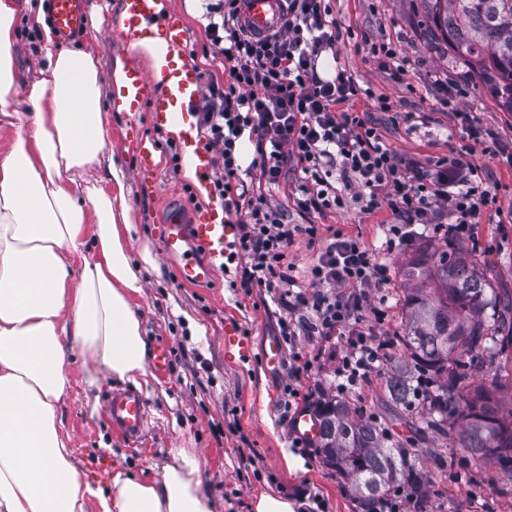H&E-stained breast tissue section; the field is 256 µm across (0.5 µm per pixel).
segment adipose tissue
Instances as JSON below:
<instances>
[{
	"label": "adipose tissue",
	"instance_id": "1",
	"mask_svg": "<svg viewBox=\"0 0 512 512\" xmlns=\"http://www.w3.org/2000/svg\"><path fill=\"white\" fill-rule=\"evenodd\" d=\"M35 0H0V118L32 114L0 156V512H212L196 452L172 451L161 478L87 480L60 430L66 359L89 377L146 380L148 343L133 304L142 290L129 249L125 177L106 154L92 54L44 29L39 77L20 90L14 35L40 21ZM107 180H88L94 169Z\"/></svg>",
	"mask_w": 512,
	"mask_h": 512
}]
</instances>
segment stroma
<instances>
[{"label": "stroma", "instance_id": "stroma-1", "mask_svg": "<svg viewBox=\"0 0 512 512\" xmlns=\"http://www.w3.org/2000/svg\"><path fill=\"white\" fill-rule=\"evenodd\" d=\"M333 15L347 33L336 45L339 62L359 85L384 94L401 110L416 112L414 123H397L374 108L372 98L356 100L357 112L378 124L384 140L397 155L420 162L454 153L473 165L489 169L498 186L497 208L470 225L463 238L425 231L393 252L383 255L388 280L382 289L388 315L373 329L388 340L405 315L403 269L421 243L431 251H457L473 256L485 272L493 292L512 290V112L468 68L455 63L447 46L433 40L422 22L419 0H331ZM167 10L180 14L187 25V51L201 75L220 73L204 31L199 0H165ZM120 0H92L90 25L74 49L90 51L98 61L103 101H112V81L118 67H148L146 58L119 43L113 31ZM367 43L392 46L405 71L394 76L367 59ZM463 87L459 101L484 127L498 136V154L482 151L467 138L445 103L450 90ZM112 154L125 171L134 258L140 259L143 288L134 302L147 329L151 346L167 344L170 363L166 375L151 376L141 387L150 426L138 443L125 441L104 413L109 392L127 385L111 377L86 381L87 372L71 363L72 389L59 410L65 433L80 467L89 478L108 481L117 470L145 473L158 478L171 463V449H195L202 467L203 486L215 512H254L260 495L276 494L295 504L304 503L306 491L318 493L326 512H356L351 482L323 465L314 442L296 444L292 416L283 409L292 354L263 363L270 339L278 338L279 314L264 289L244 291L237 262L225 259L215 283L188 287L178 282L176 264L163 257L161 218L170 206H182L186 215L205 209L206 197L183 174L184 160L177 141L156 128L148 111L106 114ZM155 140L162 157L149 178L137 172L136 143L140 137ZM384 213L357 210L333 216L346 233L360 236L367 246L380 249L384 240ZM233 323L250 346L242 359L224 354V325ZM299 351L320 350L312 375L301 378L300 392L310 407L334 397V372L338 350L306 336L297 341ZM298 462L294 471L284 468V455ZM447 477L437 479L426 512H512V491L494 478L493 467L466 459L463 450L451 451Z\"/></svg>", "mask_w": 512, "mask_h": 512}]
</instances>
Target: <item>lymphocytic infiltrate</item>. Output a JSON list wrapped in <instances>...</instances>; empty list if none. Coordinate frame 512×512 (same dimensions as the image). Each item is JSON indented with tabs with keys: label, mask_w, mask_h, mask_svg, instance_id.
Listing matches in <instances>:
<instances>
[{
	"label": "lymphocytic infiltrate",
	"mask_w": 512,
	"mask_h": 512,
	"mask_svg": "<svg viewBox=\"0 0 512 512\" xmlns=\"http://www.w3.org/2000/svg\"><path fill=\"white\" fill-rule=\"evenodd\" d=\"M205 9L212 54L226 77L210 76L198 122L215 154L224 206L242 219L235 246L240 285L273 293L284 341L345 338L334 388L347 391L387 356L366 324L386 316L372 298L387 280L386 267L342 230L321 239L318 218L354 204L366 213L389 212V250L408 242L418 225L460 233L496 207L493 174L453 154L428 164L404 160L376 127L346 111L362 87L345 68L330 79L318 71L322 55L335 52L343 36L328 0H287L279 29L264 37L246 33L238 0H208ZM244 135L255 145L253 182L242 178L236 157ZM291 178L290 204L270 205L268 192ZM299 235L317 246L301 269L287 261Z\"/></svg>",
	"instance_id": "f902f5d3"
}]
</instances>
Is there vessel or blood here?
Here are the masks:
<instances>
[{"mask_svg": "<svg viewBox=\"0 0 512 512\" xmlns=\"http://www.w3.org/2000/svg\"><path fill=\"white\" fill-rule=\"evenodd\" d=\"M281 5V0H240V21L249 33L267 35L281 24ZM90 6L91 0H49V20L62 42L80 37L88 25ZM154 27L163 29L168 50L176 54V61L170 62L159 77L135 67L123 70L114 97L129 112L149 108L156 127L181 126L183 156L200 174H208L213 158L199 146L192 117L202 94V79L195 67L183 61L187 51L185 23L177 14L160 11L158 0H121L115 32L122 44L139 40ZM159 84L164 87L160 93L155 90ZM233 231L224 208L202 210L190 221L173 211L163 222L161 250L166 258L177 261L181 284L204 285L215 280ZM200 247L208 251L209 260L196 259L195 252ZM105 411L127 439H138L147 427V406L139 393L112 394Z\"/></svg>", "mask_w": 512, "mask_h": 512, "instance_id": "1", "label": "vessel or blood"}]
</instances>
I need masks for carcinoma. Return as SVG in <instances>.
<instances>
[{
	"mask_svg": "<svg viewBox=\"0 0 512 512\" xmlns=\"http://www.w3.org/2000/svg\"><path fill=\"white\" fill-rule=\"evenodd\" d=\"M424 23L452 57L477 74L500 104L512 112V0H420ZM403 334L390 340L394 365L386 379L393 410L417 411L405 424L409 437H396L386 424L366 417L345 401L317 410V448L324 463L352 482L362 512L399 487L413 490L417 505L428 496L445 462L421 465L418 446L427 434L512 480V420L498 416L503 385L476 383L485 360L512 345V295L488 297L489 283L473 260L446 251L409 261ZM492 310V322L486 310Z\"/></svg>",
	"mask_w": 512,
	"mask_h": 512,
	"instance_id": "1",
	"label": "carcinoma"
}]
</instances>
